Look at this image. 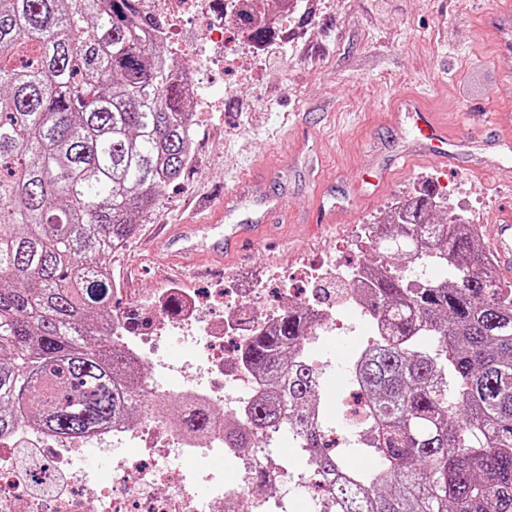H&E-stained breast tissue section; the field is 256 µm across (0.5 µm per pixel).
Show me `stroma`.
<instances>
[{
    "label": "stroma",
    "mask_w": 512,
    "mask_h": 512,
    "mask_svg": "<svg viewBox=\"0 0 512 512\" xmlns=\"http://www.w3.org/2000/svg\"><path fill=\"white\" fill-rule=\"evenodd\" d=\"M497 0H303L307 23L292 19L280 51L250 70L215 69L204 52L206 33L186 22L191 67L203 72L204 89L224 96L220 112H202L195 155L185 174L162 189L160 205L142 217L128 246L107 257L125 291L123 306L161 288H186L199 295L223 288L225 303L236 289H266L263 304H277L279 284L269 275L283 267L340 262L353 256L345 246L350 227L386 223L402 196H418L436 185L450 210L477 219L492 213L506 194L501 169H512V150L494 146L497 132L487 112L512 109V53L501 52L481 16ZM428 91L429 107L448 121L463 144V168L441 171L418 165L391 173L378 196L360 176L411 152L413 131L395 122L389 109L403 96ZM479 116L466 119L468 109ZM242 192L224 221L257 214L268 200L282 208L279 223L238 255L203 260L195 275L180 274L167 236L199 196L221 202ZM336 208L339 221L324 224L320 211ZM368 323L316 342L326 368L345 362L365 344Z\"/></svg>",
    "instance_id": "1"
}]
</instances>
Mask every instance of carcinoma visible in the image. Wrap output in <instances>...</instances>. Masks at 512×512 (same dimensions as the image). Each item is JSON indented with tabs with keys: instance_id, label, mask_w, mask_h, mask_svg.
<instances>
[{
	"instance_id": "obj_1",
	"label": "carcinoma",
	"mask_w": 512,
	"mask_h": 512,
	"mask_svg": "<svg viewBox=\"0 0 512 512\" xmlns=\"http://www.w3.org/2000/svg\"><path fill=\"white\" fill-rule=\"evenodd\" d=\"M234 28L272 37L248 7ZM192 100L134 0H0V436L86 440L168 414L108 340L105 259L187 168ZM374 251L366 281L340 282L373 333L346 385L374 466L327 451L343 404L320 403L328 374L298 308L241 350L254 393L224 414L225 447L288 434L341 512H512V285L492 278L494 255L434 187L395 209ZM430 267L453 276L416 279ZM218 414L183 407L174 425L205 437Z\"/></svg>"
}]
</instances>
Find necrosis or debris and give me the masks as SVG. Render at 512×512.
<instances>
[{"label": "necrosis or debris", "instance_id": "necrosis-or-debris-1", "mask_svg": "<svg viewBox=\"0 0 512 512\" xmlns=\"http://www.w3.org/2000/svg\"><path fill=\"white\" fill-rule=\"evenodd\" d=\"M237 9V0H137L138 12L156 22L155 36L167 41L190 18L207 33L223 32ZM167 294L180 306H143L146 328L113 343L149 369L145 389L157 398L238 408L253 384L238 351L277 310L258 311L259 288L229 307L220 288L206 298L182 288ZM208 306L223 308V322L204 321ZM213 458L230 464L233 479L210 466ZM282 486L305 489L304 512H323L326 497L312 476L272 449L225 447L220 425L198 440L156 413L83 443L37 432L0 438V512H288Z\"/></svg>", "mask_w": 512, "mask_h": 512}]
</instances>
